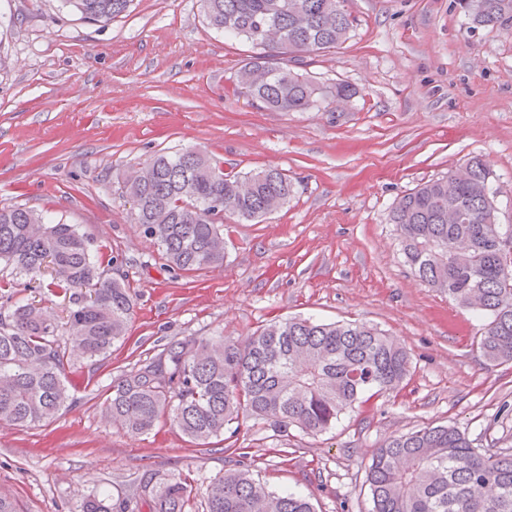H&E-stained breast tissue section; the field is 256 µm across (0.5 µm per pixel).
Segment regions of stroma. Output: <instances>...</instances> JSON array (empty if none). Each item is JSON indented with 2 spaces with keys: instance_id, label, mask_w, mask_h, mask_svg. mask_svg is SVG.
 I'll use <instances>...</instances> for the list:
<instances>
[{
  "instance_id": "1",
  "label": "stroma",
  "mask_w": 512,
  "mask_h": 512,
  "mask_svg": "<svg viewBox=\"0 0 512 512\" xmlns=\"http://www.w3.org/2000/svg\"><path fill=\"white\" fill-rule=\"evenodd\" d=\"M345 7L349 39L293 65L326 90L320 107L277 112L238 83L252 44L211 29L199 0H133L106 24L61 0H0V207L77 225L135 298L124 340L74 366L56 418L0 421V491L21 512H80L93 492L119 500L178 474L198 496L243 450L256 478L316 512H371L366 469L391 437L448 424L481 453L512 452V362L484 358L481 319L415 275L389 220L400 197L479 155L512 225V29L470 28L457 0ZM340 81L356 96L336 99ZM188 146L239 172L282 170L294 193L261 222L225 218L223 264L183 273L121 187L137 164ZM50 282L0 270V311L33 301L66 322ZM294 316L393 336L410 355L402 389L316 435L244 419L206 446L166 420L134 434L105 415L113 386L169 339L240 340Z\"/></svg>"
}]
</instances>
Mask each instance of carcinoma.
Returning <instances> with one entry per match:
<instances>
[{
  "label": "carcinoma",
  "mask_w": 512,
  "mask_h": 512,
  "mask_svg": "<svg viewBox=\"0 0 512 512\" xmlns=\"http://www.w3.org/2000/svg\"><path fill=\"white\" fill-rule=\"evenodd\" d=\"M81 18L102 22L132 0H62ZM344 0H200L207 24L250 42L257 52L239 71L245 92L267 109L303 112L318 106L319 88L288 67L291 54L342 45L353 27ZM472 27L512 28V0H458ZM132 170L122 197L171 268L194 271L224 263V218L211 202L229 198L233 215L261 221L290 201L294 187L276 168L226 173L207 152L188 147L160 153ZM492 172L474 157L466 175L432 178L401 197L391 223L418 277L448 293L461 308L487 317L480 350L492 363L512 361V225L497 223ZM463 219L448 223V203ZM0 264L36 280L51 269V285L68 296L59 324L29 303L0 313V420L19 427L53 419L69 399L61 347L95 361L127 333L134 308L130 289L100 270L91 242L74 224H47L34 209L0 208ZM409 356L395 339L364 323L288 318L242 341L172 338L160 352L113 387L106 411L133 433H147L162 416L198 445L224 434L241 416L278 432L320 433L368 393L398 388ZM372 512H512V454L477 451L458 428L424 427L395 436L372 456L366 472ZM189 479L171 476L139 484L126 501L94 495L82 512H193ZM204 512H315L310 498L278 493L243 462L224 470L204 493Z\"/></svg>",
  "instance_id": "obj_1"
}]
</instances>
